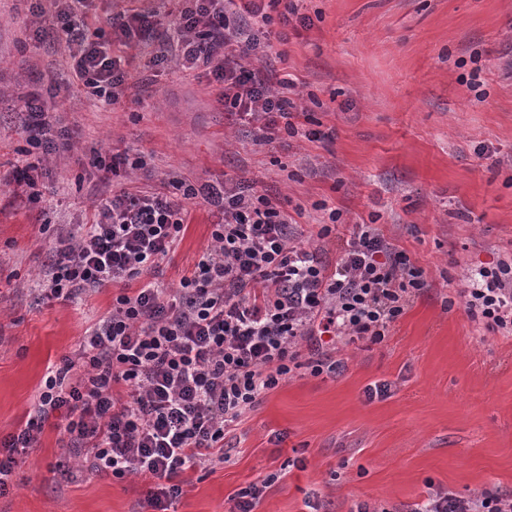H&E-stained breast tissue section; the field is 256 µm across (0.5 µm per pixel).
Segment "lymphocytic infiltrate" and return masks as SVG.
I'll return each mask as SVG.
<instances>
[{"instance_id":"lymphocytic-infiltrate-1","label":"lymphocytic infiltrate","mask_w":512,"mask_h":512,"mask_svg":"<svg viewBox=\"0 0 512 512\" xmlns=\"http://www.w3.org/2000/svg\"><path fill=\"white\" fill-rule=\"evenodd\" d=\"M85 3L56 0L60 41L79 45V85L111 106L136 87L122 62L134 31L153 14L146 8L116 14L114 49L107 52L85 31ZM271 21L263 0H183L170 36L140 52L164 60L176 51L202 64L220 85L225 110L259 121L264 140L283 132L313 138L298 123L295 83L283 79L271 87L250 66L265 52L259 32ZM20 105L38 134L11 181L38 203L36 173L63 129L38 94L22 96ZM173 185L178 195L112 191L102 196L93 223L57 232L47 298L72 299L111 285L119 292L77 357L49 368L34 416L0 438V495L17 457L36 447L45 422L61 414L87 470L148 478L144 507L169 512L186 470L223 462L231 423L296 374L339 373L338 353L349 344L384 342L427 286L423 270L374 225H357L337 244L339 210L328 209L310 249L289 235L292 218L279 197L239 181L229 188L178 179ZM197 200L220 212L211 245L179 288L163 287L150 274L181 242ZM331 248L332 263L324 258ZM459 296L486 331L512 335V257L469 274ZM409 512H512V496L433 487Z\"/></svg>"}]
</instances>
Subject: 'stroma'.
I'll use <instances>...</instances> for the list:
<instances>
[{"label":"stroma","instance_id":"35a3bbf8","mask_svg":"<svg viewBox=\"0 0 512 512\" xmlns=\"http://www.w3.org/2000/svg\"><path fill=\"white\" fill-rule=\"evenodd\" d=\"M298 9L310 27L273 23L255 67L292 75L321 137L267 142L258 122L225 111L203 70L177 55L150 65L135 46L128 55L145 91L97 107L73 79L53 0L35 12L26 0H0V176L32 133L22 93H41L68 133L67 147L42 162L52 190L43 205L0 183V437L25 425L48 367L112 311L110 288L44 298L55 227L91 223L100 188L230 176L302 205L288 230L305 242L323 219L314 202L342 211L344 236L377 217L428 286L383 343L346 347L341 372L294 376L230 427L227 461L185 471L170 512H226L271 473L254 512H309V499L320 512L364 502L405 512L431 485L512 495V338L479 330L457 295L466 274L512 254V0H300ZM484 146L493 158L480 155ZM97 151L143 165L99 170ZM218 217L194 206L156 281L178 287ZM64 425L51 419L19 456L0 512H140L142 478L79 465L59 473Z\"/></svg>","mask_w":512,"mask_h":512}]
</instances>
